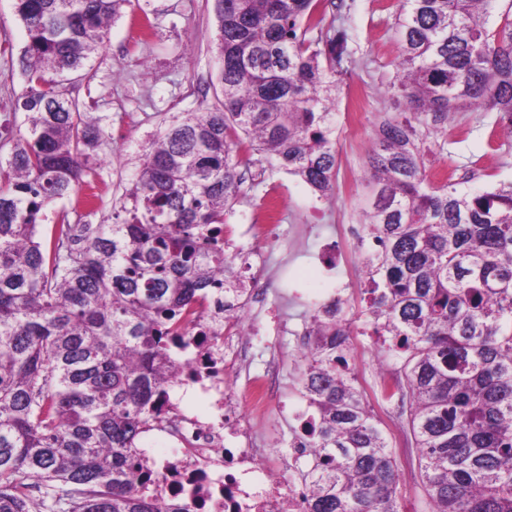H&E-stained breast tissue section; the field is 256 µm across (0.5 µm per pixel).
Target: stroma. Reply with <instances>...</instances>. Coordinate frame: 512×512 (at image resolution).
<instances>
[{"mask_svg":"<svg viewBox=\"0 0 512 512\" xmlns=\"http://www.w3.org/2000/svg\"><path fill=\"white\" fill-rule=\"evenodd\" d=\"M397 0H344L326 6L322 15L348 35L347 72L340 85L336 116L338 160L335 194L317 200L299 178L283 172H261L235 205L231 223H261L258 199L277 190L283 227L299 229L296 251L281 243L264 245L266 274L272 289L270 307L254 313L247 369L259 375L269 365L279 371L286 405L299 400L300 368L290 353L291 329L308 323L314 313L310 288H330L347 280L362 259L344 245L342 224L360 220L364 161L377 123L394 112L386 93L395 78L399 54L394 33ZM212 0H139L125 9L87 69L85 79L66 85L65 95L102 116L104 134L93 152L99 172L97 221L111 222L130 188L134 160L168 112H183L216 103ZM26 31L17 19L14 0H0V126L13 120L15 100L24 86L19 56ZM425 155L427 174L447 164L467 173L466 190L481 192L512 180V135L497 124L496 112L461 113L430 134ZM348 281V280H347ZM358 384L368 397L392 446L401 473V512H430L419 452L407 431V417L379 396L366 362L356 361Z\"/></svg>","mask_w":512,"mask_h":512,"instance_id":"35a3bbf8","label":"stroma"}]
</instances>
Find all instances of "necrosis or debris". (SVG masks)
Instances as JSON below:
<instances>
[{
  "mask_svg": "<svg viewBox=\"0 0 512 512\" xmlns=\"http://www.w3.org/2000/svg\"><path fill=\"white\" fill-rule=\"evenodd\" d=\"M267 289L259 264L241 300L228 306L212 291L185 313L180 374L160 396L162 423L135 454L142 493L183 512H306L302 469L314 455L308 398L290 414L283 454L263 445L231 388L248 358L244 330Z\"/></svg>",
  "mask_w": 512,
  "mask_h": 512,
  "instance_id": "4bbe7bcc",
  "label": "necrosis or debris"
}]
</instances>
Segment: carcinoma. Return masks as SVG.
Masks as SVG:
<instances>
[{
  "label": "carcinoma",
  "mask_w": 512,
  "mask_h": 512,
  "mask_svg": "<svg viewBox=\"0 0 512 512\" xmlns=\"http://www.w3.org/2000/svg\"><path fill=\"white\" fill-rule=\"evenodd\" d=\"M222 98L167 115L112 224L45 211L96 174L102 118L65 97L131 0H15L27 35L25 132L0 154V512H180L135 486L134 448L178 370L182 314L241 298L224 249L265 161L318 197L336 190V90L347 34L310 39L322 0H212ZM502 0H399L396 114L375 129L359 211L361 313L395 359L432 512H512V182L478 193L426 175L424 134L460 111L512 116V14ZM301 392L316 420L312 512H400V475L352 372L344 303L312 316Z\"/></svg>",
  "instance_id": "carcinoma-1"
}]
</instances>
